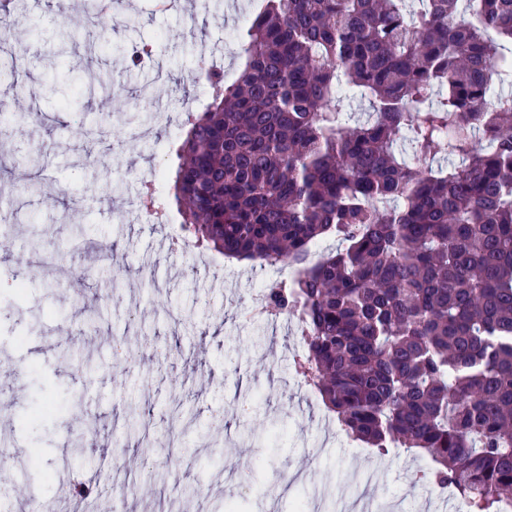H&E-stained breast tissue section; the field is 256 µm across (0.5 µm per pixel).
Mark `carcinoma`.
<instances>
[{
    "label": "carcinoma",
    "mask_w": 512,
    "mask_h": 512,
    "mask_svg": "<svg viewBox=\"0 0 512 512\" xmlns=\"http://www.w3.org/2000/svg\"><path fill=\"white\" fill-rule=\"evenodd\" d=\"M506 43L512 0H266L175 150L189 237L297 270L265 305L300 315L298 372L343 430L426 454L418 481L470 512L512 503Z\"/></svg>",
    "instance_id": "obj_1"
}]
</instances>
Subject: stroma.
<instances>
[{"mask_svg":"<svg viewBox=\"0 0 512 512\" xmlns=\"http://www.w3.org/2000/svg\"><path fill=\"white\" fill-rule=\"evenodd\" d=\"M258 0H199L194 15L159 12L155 0H116L104 26L83 32L61 27L53 0H27L13 42L26 54L0 52V108L22 112L1 142L8 171L0 176V438L18 440V455L37 448L40 467L24 479L31 502L68 512V489L84 483L112 492L114 471L133 488L122 512H336V501L357 492L356 472L376 468L373 512H427L437 488L411 484L429 466L403 448L386 454L350 439L320 396L303 385L293 362L296 320H265L251 308L265 288L288 280L290 269L229 260L192 245L171 247L181 216L146 222L139 193L152 177H171L184 139L185 109L202 111L206 87L190 73L209 59L233 81L239 69L237 34ZM151 44L150 63L130 67V45ZM67 59L73 87L93 74L111 75L112 109L85 98L84 108L61 113L46 90L59 59ZM112 127L91 143L75 127ZM40 143L32 154V143ZM92 151L94 163L83 162ZM39 157L47 190L23 180ZM75 196L73 208L58 189ZM83 237L71 230L74 215ZM113 249L100 261L98 245ZM27 279L23 300L3 281ZM102 314L88 330L90 311ZM95 364L82 370L84 360ZM25 372L13 373L16 363ZM256 437L244 435V426ZM89 446V461L70 448ZM154 462L125 470L127 456ZM308 474L285 496L283 477Z\"/></svg>","mask_w":512,"mask_h":512,"instance_id":"35a3bbf8","label":"stroma"}]
</instances>
